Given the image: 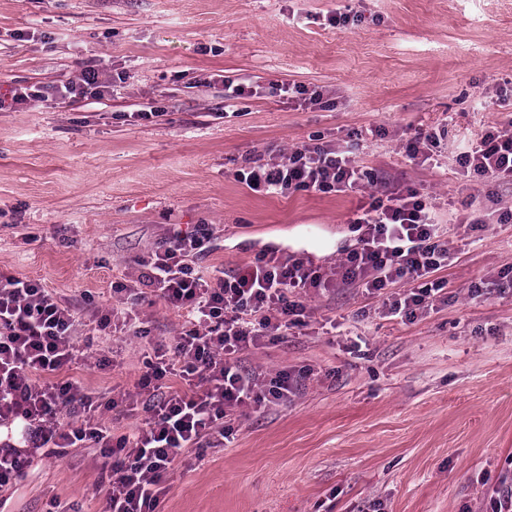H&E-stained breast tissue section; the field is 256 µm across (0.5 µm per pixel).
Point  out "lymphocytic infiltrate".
Listing matches in <instances>:
<instances>
[{"instance_id": "1", "label": "lymphocytic infiltrate", "mask_w": 512, "mask_h": 512, "mask_svg": "<svg viewBox=\"0 0 512 512\" xmlns=\"http://www.w3.org/2000/svg\"><path fill=\"white\" fill-rule=\"evenodd\" d=\"M113 82L107 68L87 65L75 81L17 86L13 101L102 96ZM456 161L480 182L512 184V120L489 126ZM235 177L252 191L287 197L300 191L343 194L368 174L336 145L306 143L236 170ZM354 223L361 232L357 247L328 268L263 253L234 274L207 277L196 261L213 247L209 224L190 234L172 229L138 258L140 273L134 283L113 284L114 301L97 331H111L120 318L133 335L147 336L131 312L151 296L186 312L187 322L173 340L145 353L137 386L149 393L146 418L142 427L117 437L93 420V399L78 383L51 379L89 359L77 347L72 306L39 282L0 273V429L23 433L22 446L0 443V488L25 474L32 453L60 457L69 448H96L111 462L104 512H156L170 469L185 449L223 445L247 410L285 401L295 391L290 372L245 373L239 361L247 349L306 327L309 298L347 284L381 297L388 317L411 320L432 308L444 287L437 274L453 261L432 203L415 187L400 185L361 207ZM173 374L184 390L165 391Z\"/></svg>"}]
</instances>
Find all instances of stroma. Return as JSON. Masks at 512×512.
I'll return each mask as SVG.
<instances>
[{"label":"stroma","mask_w":512,"mask_h":512,"mask_svg":"<svg viewBox=\"0 0 512 512\" xmlns=\"http://www.w3.org/2000/svg\"><path fill=\"white\" fill-rule=\"evenodd\" d=\"M89 61L119 76L104 97L13 103L18 82L58 85ZM206 74L254 92L225 103ZM148 103L158 121L132 119ZM511 117L512 0H0V272L39 281L88 326L170 227L213 226L197 261L209 277L266 250L326 267L356 247L351 218L381 182L413 186L447 224L445 300L409 322L354 288L312 297L301 334L240 361L292 372L295 395L248 410L226 446L188 449L158 510L484 512L512 477V223L498 221L512 186L477 190L455 157ZM420 127L445 134L438 165L403 149ZM316 136L379 185L284 198L236 180ZM137 311L148 336L94 337L112 367L60 380L102 401L134 391L143 352L186 321L159 301ZM109 480L98 449L37 456L0 512H102Z\"/></svg>","instance_id":"obj_1"}]
</instances>
